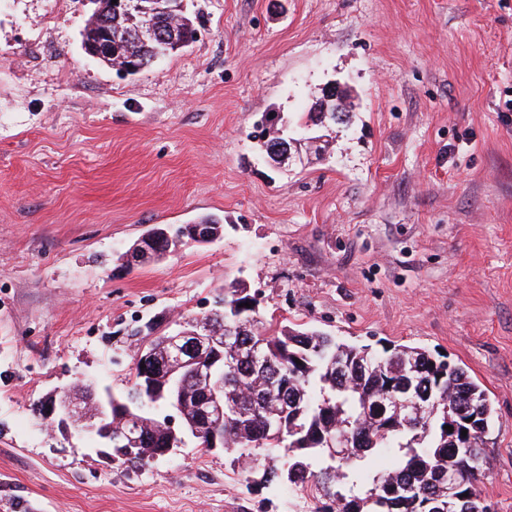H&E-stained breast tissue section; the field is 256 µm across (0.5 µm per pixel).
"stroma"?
<instances>
[{"label": "stroma", "mask_w": 512, "mask_h": 512, "mask_svg": "<svg viewBox=\"0 0 512 512\" xmlns=\"http://www.w3.org/2000/svg\"><path fill=\"white\" fill-rule=\"evenodd\" d=\"M195 41L134 75L87 55L91 0H0V512H316L314 490L196 447L142 467L34 403L126 390L148 320L225 284L264 321L445 353L493 403L481 483L512 512V0H183ZM348 123L307 125L331 82ZM278 113L323 155L268 164ZM212 215L147 265V229ZM209 225L210 224H188L179 227L172 234L170 231L164 229L146 232L129 248L123 256V259L127 264L131 263L133 265L150 262L154 255L150 252L148 245H151L157 237L166 238L172 241L173 239L177 240L178 238H182L184 234H190L197 241L201 243H208L214 237L211 229L219 234L224 231L223 224H219L218 226L213 225L211 226V229H204L205 226Z\"/></svg>", "instance_id": "35a3bbf8"}]
</instances>
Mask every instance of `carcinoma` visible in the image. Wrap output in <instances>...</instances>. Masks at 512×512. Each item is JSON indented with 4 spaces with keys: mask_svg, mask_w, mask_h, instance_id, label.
<instances>
[{
    "mask_svg": "<svg viewBox=\"0 0 512 512\" xmlns=\"http://www.w3.org/2000/svg\"><path fill=\"white\" fill-rule=\"evenodd\" d=\"M175 0H132L130 7L109 9V0L86 24L82 42L92 49L105 31L112 33L114 66L129 60L145 69L154 63L156 41L139 33L151 29L177 42H192L196 29ZM349 96L322 92L309 115L343 123ZM251 300L237 282L224 286L216 303L224 312V335L244 348L235 365H224V448L256 462L255 448H281L288 469L263 472L262 484L286 481L312 488L326 501L324 512H432L425 493L444 497L442 512H481V469L486 463V429L472 431L460 444L445 426L461 425L455 409L489 403L485 389L463 369L410 346L339 344L321 331L264 325L258 312L243 311ZM142 372L134 367L130 385L118 398L135 408L145 401L139 391ZM188 414L207 410L205 388L189 384ZM331 434L343 442L329 444ZM399 449L393 470L358 488L346 485L349 473L375 450ZM316 456L338 460L318 471ZM460 480L457 496H448V475Z\"/></svg>",
    "mask_w": 512,
    "mask_h": 512,
    "instance_id": "1",
    "label": "carcinoma"
}]
</instances>
